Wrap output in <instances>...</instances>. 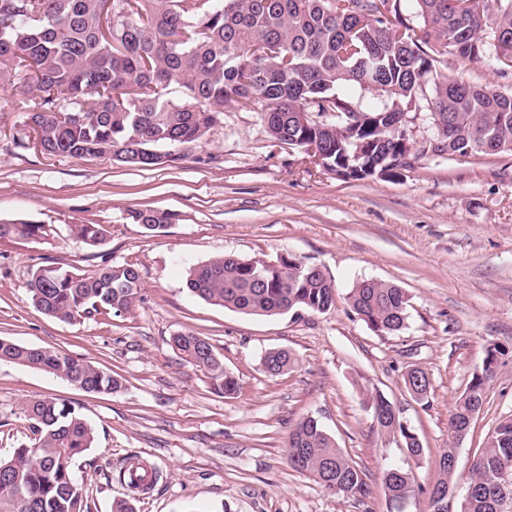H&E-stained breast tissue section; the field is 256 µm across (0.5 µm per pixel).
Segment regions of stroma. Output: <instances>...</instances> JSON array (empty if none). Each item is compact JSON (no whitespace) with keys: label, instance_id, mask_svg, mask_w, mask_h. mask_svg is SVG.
I'll use <instances>...</instances> for the list:
<instances>
[{"label":"stroma","instance_id":"35a3bbf8","mask_svg":"<svg viewBox=\"0 0 512 512\" xmlns=\"http://www.w3.org/2000/svg\"><path fill=\"white\" fill-rule=\"evenodd\" d=\"M31 100L0 90V219L45 227L44 238H0V338L50 347L119 375L117 392L90 393L37 369L0 363V456L30 443L23 409L54 399L95 432L72 464L87 512H426L448 446L449 419L486 350L499 346L486 402L458 449V472L495 426L512 416V154L456 159L424 153L403 180L348 181L277 146L255 112L228 108L207 141L169 165L141 168L110 159L49 157L27 140ZM174 214L161 233L126 220L130 209ZM100 224L103 245L74 238L72 224ZM292 254L336 284V305L250 316L211 305L186 286L190 266L223 254ZM75 272L134 265L141 299L131 313L74 323L52 318L28 297L39 267ZM360 279L403 288L406 329L381 335L345 297ZM206 338L238 382L227 396L184 361L170 338ZM285 349L294 366L273 377L261 358ZM430 388L407 390L409 369ZM399 410L425 449L410 457L402 438L382 436L366 394ZM317 418L339 448L369 474L357 502L327 491L288 464V435ZM158 472L152 489L133 491L119 474L130 459ZM411 473L403 510L385 496L382 474Z\"/></svg>","mask_w":512,"mask_h":512}]
</instances>
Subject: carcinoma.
I'll return each mask as SVG.
<instances>
[{"instance_id": "1", "label": "carcinoma", "mask_w": 512, "mask_h": 512, "mask_svg": "<svg viewBox=\"0 0 512 512\" xmlns=\"http://www.w3.org/2000/svg\"><path fill=\"white\" fill-rule=\"evenodd\" d=\"M477 2L462 9L454 0H0V87L35 94L26 126L47 156L158 167L169 148L200 147L227 106L259 113L277 143H317L313 163L323 170L374 180L380 169L397 167L404 152L396 128L423 110L442 122L445 152L470 146L481 155L512 153V94L448 64L484 66L498 55L500 66L512 69V0ZM302 112L303 122L296 119ZM126 219L161 233L173 214L134 208ZM42 229L1 222L0 238L36 239ZM72 233L90 246L106 241L99 224H74ZM186 286L212 305L252 316L325 313L336 303L331 277L292 255L276 265L214 257L189 268ZM28 291L43 313L74 322L101 311L130 312L141 281L127 263L89 273L46 265L33 273ZM346 300L377 333L407 328L410 298L396 284L361 279ZM172 346L214 388L236 393L235 377L205 338L180 333ZM501 354L497 346L487 350L456 401L428 512H451L460 480L454 455L469 433V414L483 408ZM0 362L52 373L86 392L120 387L117 377L58 349L0 338ZM294 363L285 350L261 358L271 376ZM405 384L424 397L430 380L414 369ZM368 401L374 415H384L376 419L380 432L400 435L407 453L422 460L421 442L390 401L379 393ZM24 415L34 443L0 459V512H84L72 462L93 446V429L63 402L33 401ZM288 464L338 495L362 503L369 494L366 471L313 417L291 429ZM506 466L512 468V416L474 458L457 512H503L512 502V481L502 480ZM382 482L390 501L414 493L402 469L386 470Z\"/></svg>"}]
</instances>
